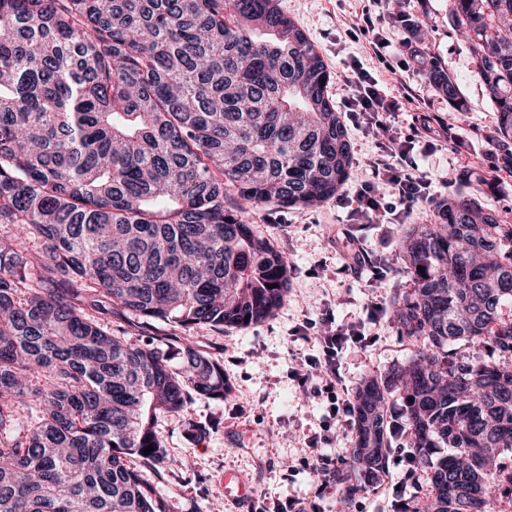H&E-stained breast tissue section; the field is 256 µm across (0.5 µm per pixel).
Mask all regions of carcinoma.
<instances>
[{"mask_svg": "<svg viewBox=\"0 0 512 512\" xmlns=\"http://www.w3.org/2000/svg\"><path fill=\"white\" fill-rule=\"evenodd\" d=\"M454 2L507 146L512 0ZM333 79L276 0H0V512H169L143 474L170 464L156 423L226 394L189 333L263 322L288 291L242 213L317 207L352 175ZM439 217L400 232L410 354L359 389L336 483L355 494L405 439L428 480L408 512H488L512 493V360L455 347L512 355V224L464 191ZM106 316L186 334L179 366Z\"/></svg>", "mask_w": 512, "mask_h": 512, "instance_id": "cac0c4a2", "label": "carcinoma"}]
</instances>
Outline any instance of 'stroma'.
Returning a JSON list of instances; mask_svg holds the SVG:
<instances>
[{
  "label": "stroma",
  "mask_w": 512,
  "mask_h": 512,
  "mask_svg": "<svg viewBox=\"0 0 512 512\" xmlns=\"http://www.w3.org/2000/svg\"><path fill=\"white\" fill-rule=\"evenodd\" d=\"M280 10L305 32L334 74L329 93L343 106L352 93L346 82L352 69L376 79L379 89L397 101L395 111L380 114L382 127L410 131L415 100L448 129L449 143H416L412 155L432 180V198L401 217V224L438 223V205L461 191L459 173L471 165L484 177L477 198L512 223V174L503 171V153L495 142L496 112L476 74L469 43L454 27L453 0H277ZM397 46V53L377 56L373 39ZM445 70L459 90L450 103L429 81L430 64ZM354 168L343 186L351 193L370 175L367 163L379 153L383 136L348 126ZM246 222L272 239L288 262V294L264 322L224 330L201 326L199 345L224 367V399L192 397L184 409L162 417L157 429L172 463L157 485L170 512H248L253 500L286 501L309 496L315 476L301 465L309 436L318 432L328 411L326 396L303 387L299 375L308 357L318 355L322 318L336 323L361 322L365 344L346 343L340 370L352 387L382 376L409 352L390 318L367 322L371 301L392 305L397 289L410 288L398 256V231L385 224H362L349 209L328 200L316 208L270 206L246 214ZM363 240L374 257L385 259L384 280L352 278L344 271L348 238ZM202 427L189 436L188 424ZM243 481L247 497L227 489Z\"/></svg>",
  "instance_id": "stroma-1"
}]
</instances>
